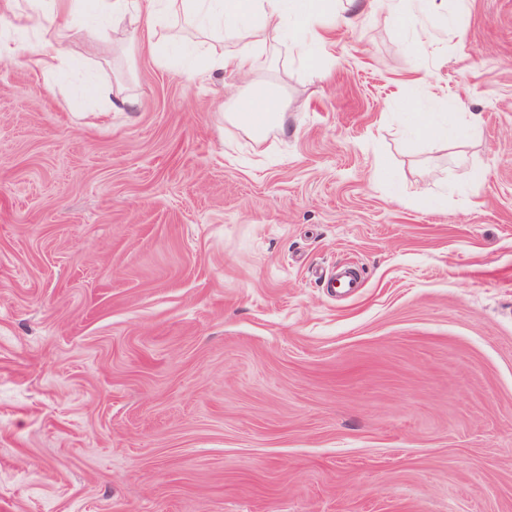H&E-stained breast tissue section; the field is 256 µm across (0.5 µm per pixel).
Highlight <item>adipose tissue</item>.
<instances>
[{
	"label": "adipose tissue",
	"mask_w": 512,
	"mask_h": 512,
	"mask_svg": "<svg viewBox=\"0 0 512 512\" xmlns=\"http://www.w3.org/2000/svg\"><path fill=\"white\" fill-rule=\"evenodd\" d=\"M313 0H0V58L23 59L34 74L51 78L73 62L66 45L70 29L65 19L85 8L91 29L105 26L113 43L133 41L139 29L162 30L159 40H148L150 56L175 72L190 68L193 57L185 41L173 33L174 22L195 28L202 36H228L237 49L212 55L209 68L251 75L260 51L275 41L289 40L292 50L304 55L310 43L319 41L315 24L304 36L290 35L288 13L312 10ZM225 117L247 137L260 141L272 129H283L281 99L275 88L249 86L246 100L229 98Z\"/></svg>",
	"instance_id": "adipose-tissue-1"
}]
</instances>
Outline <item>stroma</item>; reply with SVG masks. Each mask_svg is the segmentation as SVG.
<instances>
[{
	"instance_id": "obj_1",
	"label": "stroma",
	"mask_w": 512,
	"mask_h": 512,
	"mask_svg": "<svg viewBox=\"0 0 512 512\" xmlns=\"http://www.w3.org/2000/svg\"><path fill=\"white\" fill-rule=\"evenodd\" d=\"M346 6L249 79L75 12L126 112L0 59V512H512V0ZM177 33H168L160 40L149 39L147 52L155 60L161 62L175 72L183 73L190 68L193 57L186 49V44ZM225 119L255 142H259L269 130H284L279 92L268 86L249 85L247 100L241 101L234 96L228 98ZM410 129L415 135H432L446 141L461 137L463 132L461 122H440L429 112H416Z\"/></svg>"
}]
</instances>
